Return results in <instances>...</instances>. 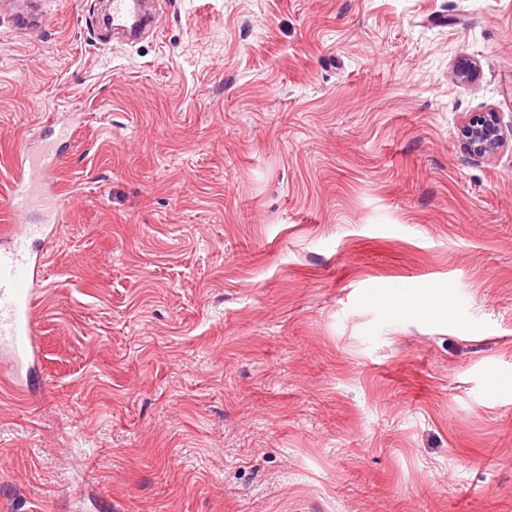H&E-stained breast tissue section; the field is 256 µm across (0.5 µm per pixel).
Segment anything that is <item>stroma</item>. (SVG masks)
Listing matches in <instances>:
<instances>
[{
	"mask_svg": "<svg viewBox=\"0 0 512 512\" xmlns=\"http://www.w3.org/2000/svg\"><path fill=\"white\" fill-rule=\"evenodd\" d=\"M154 5L0 0V220L77 128L0 512H512V0ZM460 135L465 152L475 157H490L505 146L508 135L512 140V124L506 129L497 112H475L465 119Z\"/></svg>",
	"mask_w": 512,
	"mask_h": 512,
	"instance_id": "stroma-1",
	"label": "stroma"
}]
</instances>
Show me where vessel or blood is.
<instances>
[{"mask_svg":"<svg viewBox=\"0 0 512 512\" xmlns=\"http://www.w3.org/2000/svg\"><path fill=\"white\" fill-rule=\"evenodd\" d=\"M74 132L72 123L51 124L35 133L16 158L8 195L15 221L0 225V352L18 366L38 359L37 308L46 246L67 209L55 177Z\"/></svg>","mask_w":512,"mask_h":512,"instance_id":"obj_1","label":"vessel or blood"}]
</instances>
